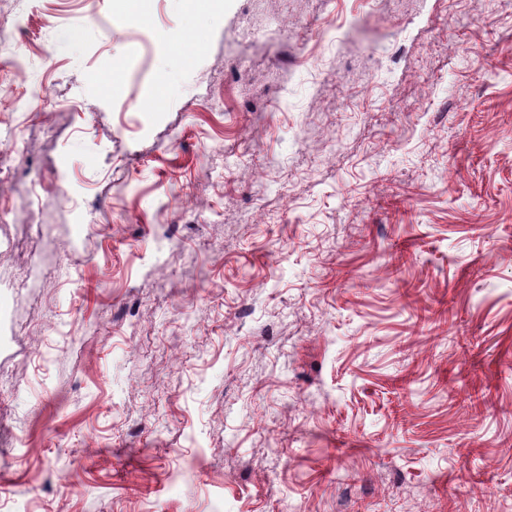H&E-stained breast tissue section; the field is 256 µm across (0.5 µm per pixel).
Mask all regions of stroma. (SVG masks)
I'll return each instance as SVG.
<instances>
[{"instance_id":"stroma-1","label":"stroma","mask_w":512,"mask_h":512,"mask_svg":"<svg viewBox=\"0 0 512 512\" xmlns=\"http://www.w3.org/2000/svg\"><path fill=\"white\" fill-rule=\"evenodd\" d=\"M19 19L0 512H512V0Z\"/></svg>"}]
</instances>
